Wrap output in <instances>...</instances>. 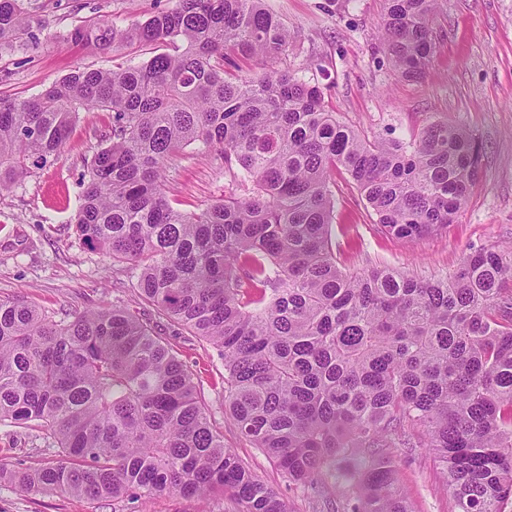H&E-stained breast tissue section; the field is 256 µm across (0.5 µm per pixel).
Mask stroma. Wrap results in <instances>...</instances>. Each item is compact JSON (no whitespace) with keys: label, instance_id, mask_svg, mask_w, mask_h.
Returning <instances> with one entry per match:
<instances>
[{"label":"stroma","instance_id":"1","mask_svg":"<svg viewBox=\"0 0 512 512\" xmlns=\"http://www.w3.org/2000/svg\"><path fill=\"white\" fill-rule=\"evenodd\" d=\"M296 39L277 59L231 54L235 75L288 70L323 91L326 110L372 139L409 138L432 119L467 128L482 146L480 177L467 207L446 233L414 242L385 235L345 173L335 180L333 234L349 270L402 269L421 279L453 273L464 256L512 245V0H439L433 25L436 54L422 77L393 72L380 26L385 0H263ZM172 0H23L45 28L37 46L0 49V96L31 97L75 72L115 70L165 52V45L123 42L103 52L73 45L75 26L108 20L130 27L170 8ZM111 119L80 113L58 157L0 192V300L21 299L54 319L119 303L139 311L193 373L224 445L266 485L288 512H326L351 495L345 465L323 495L288 484L276 463L242 439L224 409V363L189 330L171 324L145 302L128 264L85 247L75 232L82 178L104 146ZM164 186L187 211L201 210L236 191L217 150L194 144L169 161ZM40 429L0 425V467L35 470L56 461ZM397 479L414 512H455L440 468L425 450L394 454ZM0 512H237L230 497L166 492L147 500L93 501L59 493L27 494L0 486Z\"/></svg>","mask_w":512,"mask_h":512}]
</instances>
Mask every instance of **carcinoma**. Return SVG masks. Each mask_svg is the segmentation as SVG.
Segmentation results:
<instances>
[{
    "label": "carcinoma",
    "instance_id": "cac0c4a2",
    "mask_svg": "<svg viewBox=\"0 0 512 512\" xmlns=\"http://www.w3.org/2000/svg\"><path fill=\"white\" fill-rule=\"evenodd\" d=\"M21 0H0V47L37 42ZM438 0H386L382 40L416 78L434 52ZM129 38L174 53L78 72L24 99L0 97V191L57 156L81 111L112 113L83 178L80 242L130 265L141 297L224 359V406L294 485L336 461L359 493L341 512H411L393 450L429 449L458 512H512V248L467 255L451 276L346 269L332 241L336 172L382 231L415 241L448 228L479 175L464 127L432 120L371 141L289 71L228 76L226 51L277 58L294 34L263 0H174L119 29L78 26L76 44ZM217 147L242 193L187 212L161 170ZM45 429L60 459L0 469V485L93 500L167 491L230 495L240 512H288L224 447L187 366L120 304L55 321L0 301V425Z\"/></svg>",
    "mask_w": 512,
    "mask_h": 512
}]
</instances>
